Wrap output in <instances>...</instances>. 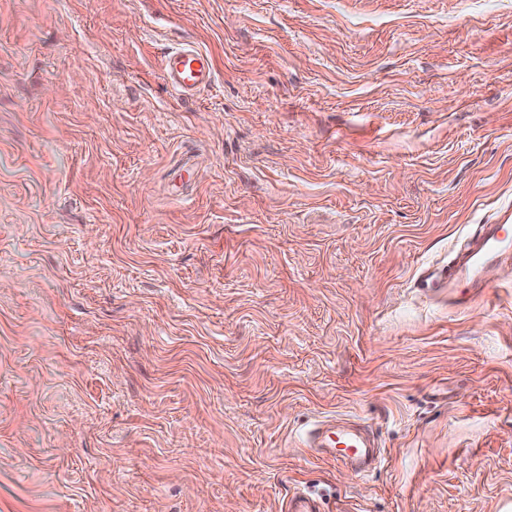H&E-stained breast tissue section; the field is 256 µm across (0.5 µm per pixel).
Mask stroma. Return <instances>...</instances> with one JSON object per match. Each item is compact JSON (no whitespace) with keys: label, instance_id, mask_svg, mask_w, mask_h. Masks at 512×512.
<instances>
[{"label":"stroma","instance_id":"obj_1","mask_svg":"<svg viewBox=\"0 0 512 512\" xmlns=\"http://www.w3.org/2000/svg\"><path fill=\"white\" fill-rule=\"evenodd\" d=\"M506 222L512 0H0V512H512ZM163 75L169 88L179 98H185L212 83L214 66L206 51L185 43L166 54ZM476 248L471 250L460 265L448 273V288L465 283L470 288H484L485 270L498 263L512 245L511 224H482L472 237ZM331 421H322L310 434H307V446L326 448L343 465L353 464L359 474L372 472L382 466L386 458L381 452L375 435L357 426L331 427ZM343 447L346 452L336 451ZM337 454V455H336Z\"/></svg>","mask_w":512,"mask_h":512}]
</instances>
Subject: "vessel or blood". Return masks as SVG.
<instances>
[{
	"label": "vessel or blood",
	"mask_w": 512,
	"mask_h": 512,
	"mask_svg": "<svg viewBox=\"0 0 512 512\" xmlns=\"http://www.w3.org/2000/svg\"><path fill=\"white\" fill-rule=\"evenodd\" d=\"M163 75L169 88L181 98L193 96L209 86L214 79V66L209 54L193 44H183L167 53ZM476 246L464 261L453 266L448 274L449 287L459 284L481 287L485 270L498 263L512 248V226L484 224L475 235ZM306 441L310 448H325L334 452L341 464L355 465L358 473L372 472L382 466L386 458L375 435L357 426L331 427L321 422Z\"/></svg>",
	"instance_id": "obj_1"
}]
</instances>
